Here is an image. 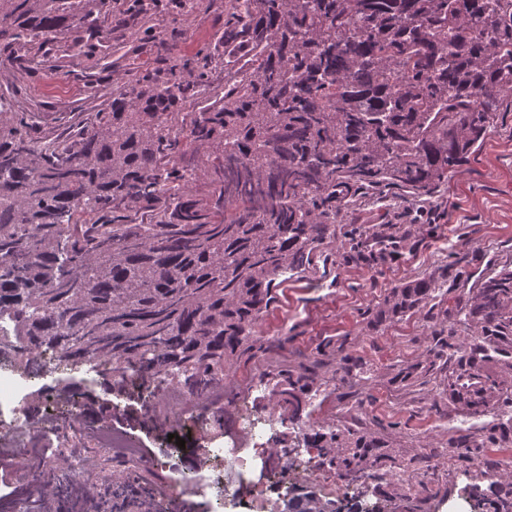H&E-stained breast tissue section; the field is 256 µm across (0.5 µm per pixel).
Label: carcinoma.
<instances>
[{"mask_svg":"<svg viewBox=\"0 0 512 512\" xmlns=\"http://www.w3.org/2000/svg\"><path fill=\"white\" fill-rule=\"evenodd\" d=\"M203 0H0V55L76 65L87 36L123 28L153 53L167 23ZM112 94L90 88L78 112L51 118L0 93V320L15 358L96 360L188 394L236 374L239 354L277 288L312 265L336 225L385 190L436 194L512 106V0H224V26L191 57L110 65ZM401 225L352 238L362 261L397 251ZM436 276L404 280L376 308L381 325L422 311L434 323L424 358L389 367L390 390L431 388L448 413L492 416L472 437L474 507L512 512V480L493 478L486 448L512 447V258L438 302ZM456 336L465 345L452 342ZM336 371L355 388L366 366ZM327 363L278 366L267 384L283 416L303 418ZM349 482L407 463L369 418L306 436ZM118 461L102 483L112 512L152 497ZM52 483L90 512L72 466ZM288 512H337L302 486Z\"/></svg>","mask_w":512,"mask_h":512,"instance_id":"obj_1","label":"carcinoma"}]
</instances>
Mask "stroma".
Masks as SVG:
<instances>
[{
    "label": "stroma",
    "instance_id": "35a3bbf8",
    "mask_svg": "<svg viewBox=\"0 0 512 512\" xmlns=\"http://www.w3.org/2000/svg\"><path fill=\"white\" fill-rule=\"evenodd\" d=\"M223 23V11L205 8L200 19L189 21L190 38L169 45L168 55L195 53ZM117 55L115 43L107 41L98 54L86 58L82 73L67 69L44 73L30 67L19 52L0 57V67L16 75L12 88L28 110L66 112L84 99L85 74L99 76L103 86H110L108 66ZM432 207L441 216L439 223L408 236L398 258L365 265L332 256L311 272L281 285L261 332L263 341L275 344V355L270 358L256 351L243 354L238 374L244 389L253 390L273 364L298 366L316 354L330 360L340 352L368 365L364 392L352 398L351 404L380 423L393 454L411 455L415 441L424 436L435 445H447L445 414L434 409L432 393L400 408L380 397L389 386L388 364L422 357L432 347V322L421 313L374 328L369 316L401 280L433 274L442 292L458 298L465 280L486 275L494 261L512 256V107L499 113L491 137L466 164L450 174L447 187ZM65 385L71 390L72 405L128 416L122 431L142 450L135 470L146 487L160 492L166 500L188 503L191 512H211V504L196 496L184 475L196 455L208 449L246 447L245 435L234 431L221 416L203 422L180 417L169 425L155 427L148 420L138 382H117L107 369L97 366L90 370L84 364L71 363L56 373L52 386L33 387L26 399L27 407L40 411L49 431L46 444L55 450L54 464L45 468L49 476L60 465L76 464L73 451L77 448L89 449L98 468L112 465L111 452L94 443L91 427H71L69 407L60 406L55 396L56 387ZM172 434L184 439L185 446L172 466L164 468L158 458L168 448ZM448 465V479L430 485L415 498L410 497L409 486L418 482V475L400 470L390 478L389 501H377L370 482L350 493L336 492L334 499L342 512H348L357 502L378 504L381 512H406L410 501L415 503L416 512H457L459 489L468 481L467 464L454 457Z\"/></svg>",
    "mask_w": 512,
    "mask_h": 512
}]
</instances>
